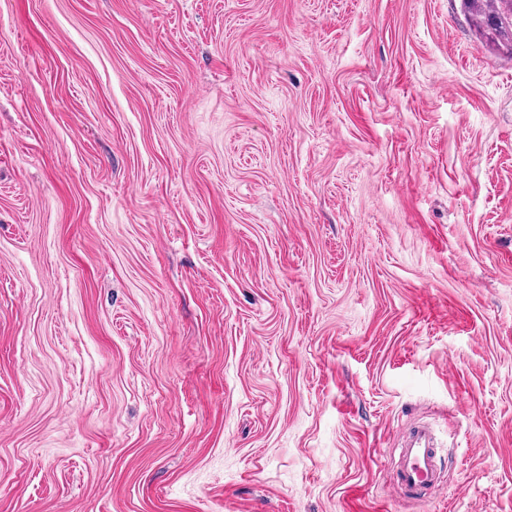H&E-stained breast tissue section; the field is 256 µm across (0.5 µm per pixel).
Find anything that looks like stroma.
I'll use <instances>...</instances> for the list:
<instances>
[{
  "label": "stroma",
  "mask_w": 512,
  "mask_h": 512,
  "mask_svg": "<svg viewBox=\"0 0 512 512\" xmlns=\"http://www.w3.org/2000/svg\"><path fill=\"white\" fill-rule=\"evenodd\" d=\"M460 2L0 0V512H512V55ZM397 446L393 486L400 497L421 500L422 493L445 485L438 452L440 445L429 423H415L400 433Z\"/></svg>",
  "instance_id": "obj_1"
}]
</instances>
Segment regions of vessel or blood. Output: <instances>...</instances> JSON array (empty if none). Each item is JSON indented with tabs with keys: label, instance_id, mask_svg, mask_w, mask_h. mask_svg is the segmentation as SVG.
I'll list each match as a JSON object with an SVG mask.
<instances>
[{
	"label": "vessel or blood",
	"instance_id": "vessel-or-blood-1",
	"mask_svg": "<svg viewBox=\"0 0 512 512\" xmlns=\"http://www.w3.org/2000/svg\"><path fill=\"white\" fill-rule=\"evenodd\" d=\"M439 444L429 423L413 424L398 437L393 486L400 497L417 500L445 484Z\"/></svg>",
	"mask_w": 512,
	"mask_h": 512
}]
</instances>
